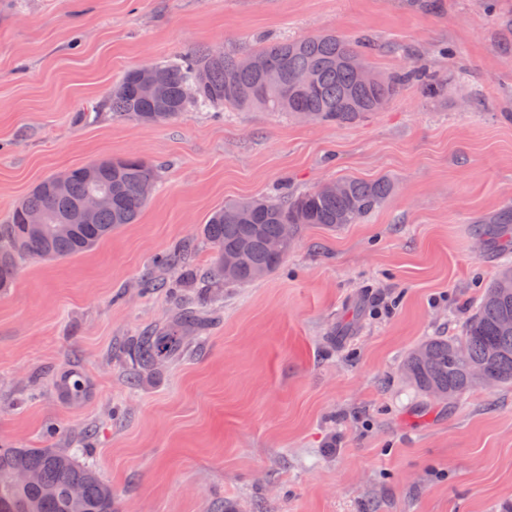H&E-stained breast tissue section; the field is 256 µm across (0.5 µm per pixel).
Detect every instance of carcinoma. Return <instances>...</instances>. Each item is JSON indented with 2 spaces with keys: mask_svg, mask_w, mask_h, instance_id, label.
<instances>
[{
  "mask_svg": "<svg viewBox=\"0 0 512 512\" xmlns=\"http://www.w3.org/2000/svg\"><path fill=\"white\" fill-rule=\"evenodd\" d=\"M369 46L355 44L334 32H319L262 45L254 53L267 58L292 82L300 73L310 77L305 86L283 91L266 85L264 77L242 68L240 55L216 54L203 47L189 54L155 61L154 76L167 89L158 102L140 92L138 68L128 70L112 87L102 106L115 118H133L146 125H162L196 109H262L266 112L306 113L314 123H356L383 109L401 87L416 83L427 95L446 89L440 77L408 69L375 84H363L357 61ZM68 191L62 196L49 190L51 175L43 179L0 225V288L14 280L22 261H55L85 253L133 224L156 192L160 169L138 157L102 159L63 173ZM333 182L286 200L269 197L241 199L213 209L203 226L212 248L210 277L225 284H246L275 273L294 250L302 232L311 227L334 231L358 224L389 198L393 185L387 178L365 181L343 176ZM151 188V194L144 192ZM91 193L103 195L107 204L95 222L85 224L76 205ZM40 211L45 224L34 230L27 214ZM289 224L292 235L279 252L267 247L281 237ZM490 234L502 251L512 250V225L503 217L489 221ZM512 266H504L486 287L481 301L455 338H429L408 354L404 370L409 381L427 399L446 401L475 388L512 384ZM206 318L183 299L173 315L150 332L137 337L131 358L138 375L152 373L160 362L174 359L183 349L184 335L199 331ZM22 472L34 475L19 483ZM80 489L78 497L72 496ZM0 512H113L112 486L98 470L59 448H16L0 445Z\"/></svg>",
  "mask_w": 512,
  "mask_h": 512,
  "instance_id": "obj_1",
  "label": "carcinoma"
}]
</instances>
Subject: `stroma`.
<instances>
[{
  "label": "stroma",
  "instance_id": "35a3bbf8",
  "mask_svg": "<svg viewBox=\"0 0 512 512\" xmlns=\"http://www.w3.org/2000/svg\"><path fill=\"white\" fill-rule=\"evenodd\" d=\"M0 0V224L46 176L137 156L162 185L136 223L61 261L23 262L0 292V443L83 446L115 512H512V386L431 403L403 373L458 335L504 256L476 220L512 210V0ZM331 31L369 40L404 86L348 125L203 109L162 126L99 103L124 73L208 45ZM341 176L389 178L360 223L308 229L286 264L205 289L209 213ZM211 307L148 377L132 339L173 296Z\"/></svg>",
  "mask_w": 512,
  "mask_h": 512
}]
</instances>
